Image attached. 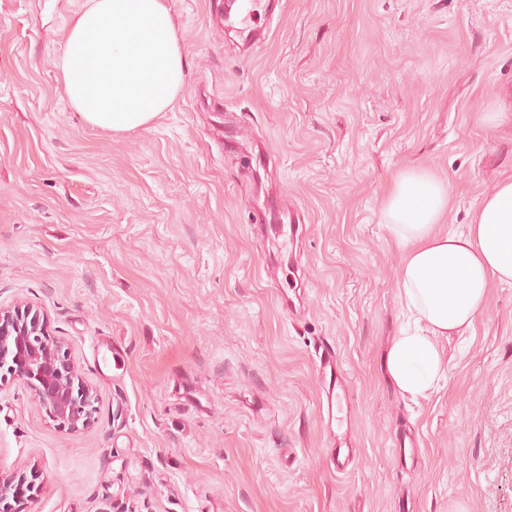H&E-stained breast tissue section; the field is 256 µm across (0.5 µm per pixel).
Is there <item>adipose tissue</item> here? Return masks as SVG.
<instances>
[{
  "mask_svg": "<svg viewBox=\"0 0 512 512\" xmlns=\"http://www.w3.org/2000/svg\"><path fill=\"white\" fill-rule=\"evenodd\" d=\"M60 73L88 125L126 132L149 124L185 86L183 53L165 0H86L67 23ZM447 201L441 181L409 168L388 190L383 210L403 250L400 296L416 322L397 336L386 367L396 387L413 397L445 377L439 338L472 328L492 285H512V180L481 201L461 233L436 229Z\"/></svg>",
  "mask_w": 512,
  "mask_h": 512,
  "instance_id": "1",
  "label": "adipose tissue"
}]
</instances>
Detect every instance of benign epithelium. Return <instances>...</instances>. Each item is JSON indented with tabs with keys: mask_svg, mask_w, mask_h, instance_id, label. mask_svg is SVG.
<instances>
[{
	"mask_svg": "<svg viewBox=\"0 0 512 512\" xmlns=\"http://www.w3.org/2000/svg\"><path fill=\"white\" fill-rule=\"evenodd\" d=\"M7 377L22 381L59 429L77 432L94 422L95 391L50 337L45 312L33 304L0 305V379ZM24 492L30 501L39 492L24 470H0V512H20L16 505Z\"/></svg>",
	"mask_w": 512,
	"mask_h": 512,
	"instance_id": "7a95c632",
	"label": "benign epithelium"
}]
</instances>
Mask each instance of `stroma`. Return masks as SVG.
<instances>
[{"mask_svg":"<svg viewBox=\"0 0 512 512\" xmlns=\"http://www.w3.org/2000/svg\"><path fill=\"white\" fill-rule=\"evenodd\" d=\"M166 2L185 88L108 133L59 74L85 0H0V304L41 306L97 394L66 432L0 383V468L41 488L24 512H512V286L441 339L438 390L403 394L382 222L404 169L446 183L445 232L512 178V0H280L248 44L212 26L224 0ZM264 196L296 203L292 244L251 226ZM322 343L348 380L342 473Z\"/></svg>","mask_w":512,"mask_h":512,"instance_id":"stroma-1","label":"stroma"}]
</instances>
